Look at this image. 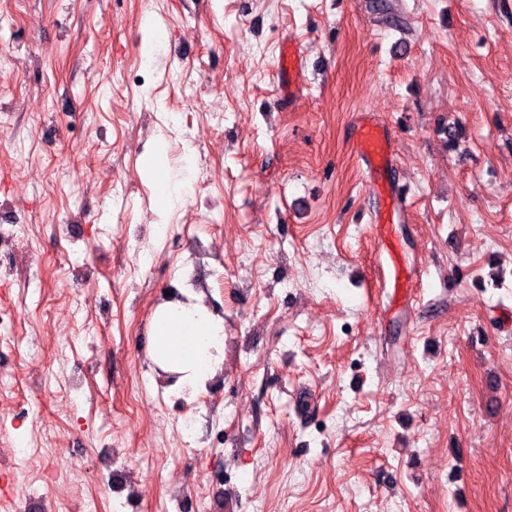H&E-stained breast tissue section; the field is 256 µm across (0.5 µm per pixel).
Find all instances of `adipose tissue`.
Instances as JSON below:
<instances>
[{"label": "adipose tissue", "instance_id": "adipose-tissue-1", "mask_svg": "<svg viewBox=\"0 0 512 512\" xmlns=\"http://www.w3.org/2000/svg\"><path fill=\"white\" fill-rule=\"evenodd\" d=\"M144 172L153 178L161 209L183 201L189 178L167 174L162 148L149 153ZM148 357L166 373L175 374L176 389L198 391L216 379L224 362V320L209 311L202 294L189 293L183 301L157 305L150 321Z\"/></svg>", "mask_w": 512, "mask_h": 512}]
</instances>
